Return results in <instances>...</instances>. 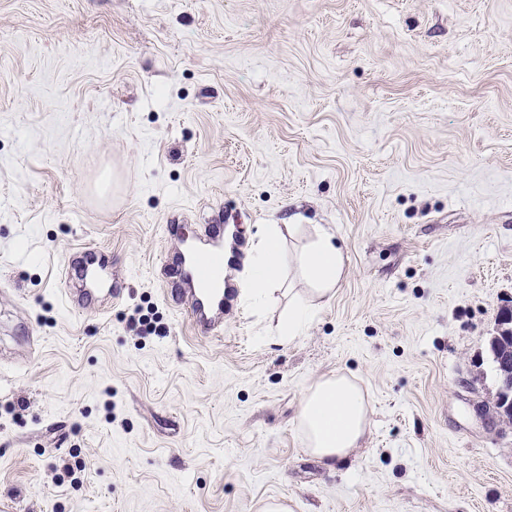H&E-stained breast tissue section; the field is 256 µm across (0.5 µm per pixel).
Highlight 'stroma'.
<instances>
[{
  "label": "stroma",
  "mask_w": 512,
  "mask_h": 512,
  "mask_svg": "<svg viewBox=\"0 0 512 512\" xmlns=\"http://www.w3.org/2000/svg\"><path fill=\"white\" fill-rule=\"evenodd\" d=\"M167 224L223 225L230 286L266 224L322 225L345 273L285 341L284 237L279 288L203 337ZM82 245L106 310L62 302ZM505 306L512 0H0V512H512ZM337 374L370 426L328 467L297 415ZM512 312L505 309L498 318L496 335L490 350L497 379L496 408L501 416L512 419Z\"/></svg>",
  "instance_id": "stroma-1"
}]
</instances>
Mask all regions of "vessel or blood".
<instances>
[{"mask_svg": "<svg viewBox=\"0 0 512 512\" xmlns=\"http://www.w3.org/2000/svg\"><path fill=\"white\" fill-rule=\"evenodd\" d=\"M168 233L174 240L177 257L167 270L169 282L177 284L180 293L189 302V324L198 333L218 336L224 332V227L209 224L202 237L187 243L182 225L172 224ZM208 249L210 260L201 264L193 254ZM79 283L63 289L68 307L81 311L92 305L111 302L112 268L108 261L98 257L95 246L82 248L76 259Z\"/></svg>", "mask_w": 512, "mask_h": 512, "instance_id": "obj_1", "label": "vessel or blood"}]
</instances>
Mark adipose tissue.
Returning <instances> with one entry per match:
<instances>
[{"instance_id":"adipose-tissue-1","label":"adipose tissue","mask_w":512,"mask_h":512,"mask_svg":"<svg viewBox=\"0 0 512 512\" xmlns=\"http://www.w3.org/2000/svg\"><path fill=\"white\" fill-rule=\"evenodd\" d=\"M300 230L297 224L285 230L276 224L264 225L261 245L248 257L236 282L241 294L254 297L273 291L283 267L282 235ZM299 263L311 289L306 297L295 300L288 311L284 334L290 340L303 330L319 303L334 296L344 274L345 255L333 234L317 226ZM298 421L308 452L326 463L336 461L358 447L370 426L368 394L348 376L323 378L305 391Z\"/></svg>"}]
</instances>
